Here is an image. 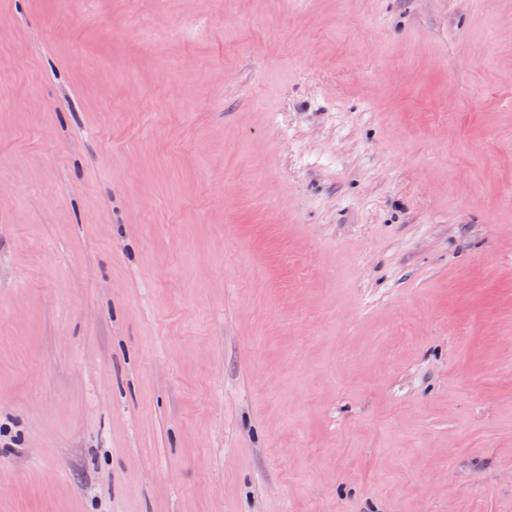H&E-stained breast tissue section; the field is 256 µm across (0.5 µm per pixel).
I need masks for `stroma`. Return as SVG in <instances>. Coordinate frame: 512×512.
Listing matches in <instances>:
<instances>
[{
	"mask_svg": "<svg viewBox=\"0 0 512 512\" xmlns=\"http://www.w3.org/2000/svg\"><path fill=\"white\" fill-rule=\"evenodd\" d=\"M0 512H512V0H0Z\"/></svg>",
	"mask_w": 512,
	"mask_h": 512,
	"instance_id": "obj_1",
	"label": "stroma"
}]
</instances>
